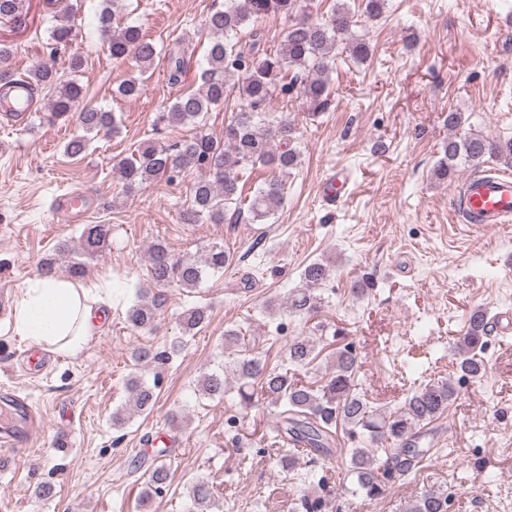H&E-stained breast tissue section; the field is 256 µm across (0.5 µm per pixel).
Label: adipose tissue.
Returning <instances> with one entry per match:
<instances>
[{
  "label": "adipose tissue",
  "mask_w": 512,
  "mask_h": 512,
  "mask_svg": "<svg viewBox=\"0 0 512 512\" xmlns=\"http://www.w3.org/2000/svg\"><path fill=\"white\" fill-rule=\"evenodd\" d=\"M112 301L107 288H91L57 273H40L20 293L12 332L36 346L76 352L100 329Z\"/></svg>",
  "instance_id": "ef3b65f1"
}]
</instances>
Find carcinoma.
<instances>
[{
  "label": "carcinoma",
  "instance_id": "carcinoma-1",
  "mask_svg": "<svg viewBox=\"0 0 512 512\" xmlns=\"http://www.w3.org/2000/svg\"><path fill=\"white\" fill-rule=\"evenodd\" d=\"M120 0H101L97 15V31L115 59H131L140 73L149 70L159 55L154 42L146 39L139 27L116 23ZM301 0H223L215 3L203 20L207 34L206 68L201 70V87L178 95L175 101L159 113L157 124L164 126L193 124L201 126L205 114L218 107L231 95H236L238 108L224 126V138L217 139L199 129L189 137L174 143L147 142L130 156L121 159L117 173L122 182V193L129 195L150 186L165 176L173 181L183 169L192 167L202 177L192 188L190 206L183 213V222L199 224L204 220L222 224L227 213L241 217V210L232 208L238 203V170L248 167L269 168L276 175L265 180L257 189L247 207L249 221L263 224L283 206L287 186L284 177L300 163V153L290 146L293 123L286 116H275L270 109L274 93L289 95L300 89L306 111L315 115L327 110L331 100L330 62L339 43L347 44L350 55L359 62L371 56L370 46L353 37L355 14L342 3L333 8L326 18L306 17L288 27L281 48L270 52L261 47L264 34L255 24L268 16L292 17L301 10ZM29 0H0V22H11L27 13ZM77 4L68 0L54 15L55 23L49 30L53 45L67 47L77 36L72 16ZM249 30L244 42L240 33ZM186 50L177 45L168 49L169 82H181L186 73ZM11 49L0 44V103L7 104V87L14 73L7 69ZM29 100L42 90L52 91L48 111L55 119L75 117L82 134L65 146V153L78 156L85 152L91 139L117 132L114 113L86 101L85 88L76 81L61 82L56 69L45 63L36 64L28 75ZM443 156L437 161L434 177L442 182L454 176L460 163L478 169L490 159L512 163V139L494 140L481 133L454 134L442 147ZM111 227L108 224H86L80 236L79 247L72 248L63 241L56 248L57 255L68 257L65 272L81 280L85 276V260L102 253L108 246ZM229 263L224 246L212 245L200 259L185 258L172 261L167 249L158 243L149 255V282L156 288L175 284L193 290L200 286L211 272H219ZM335 262L318 259L304 267L299 285L288 293V311L311 315L321 308L319 291L333 275ZM147 290L138 292L140 301L128 311L130 325L143 331L155 328L156 306L146 301ZM208 320L207 309L192 307L179 316V326L186 335L203 327ZM491 318L487 310H471L465 331L454 342L456 369L460 377L480 380L486 375L483 357L488 345ZM317 339L296 336L288 342L286 368L271 369L257 355L238 353L227 364L205 372L198 380V391L210 398L224 397L230 382L238 384V395L244 406H251L265 398L277 409L271 430L282 439L278 464L281 470L293 472L295 479L318 489L313 495H302L299 512H333L336 492L327 489L325 477L310 467L296 472L298 457L288 442H295L310 455L309 462L331 455L337 424H342L355 444L350 449L346 472L356 477L364 499L373 502L386 490L387 482L396 473L412 469L430 453V449L411 441L415 431L432 423L447 409L457 395L450 380L429 382L414 389L403 406L387 413L371 406L356 383L357 355L349 347L336 351V369L317 387L305 383L290 371L301 369L315 359ZM129 405L137 413L152 409L157 399L156 385H150L137 376L128 381ZM169 478L168 466L155 461L149 467L145 495L162 492ZM189 512H212L215 508L213 492L208 483L198 480L189 490ZM448 496L429 490L411 500L405 512H447Z\"/></svg>",
  "mask_w": 512,
  "mask_h": 512
}]
</instances>
